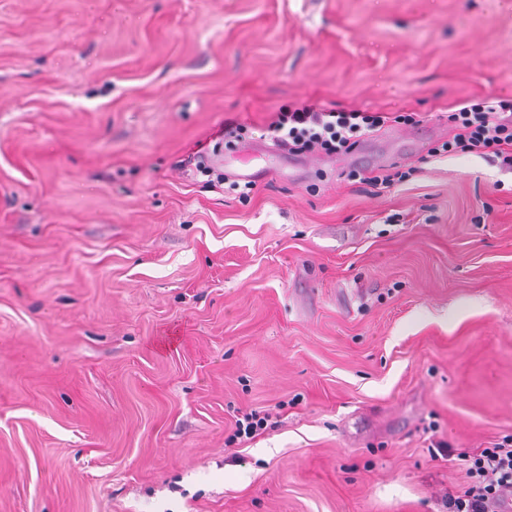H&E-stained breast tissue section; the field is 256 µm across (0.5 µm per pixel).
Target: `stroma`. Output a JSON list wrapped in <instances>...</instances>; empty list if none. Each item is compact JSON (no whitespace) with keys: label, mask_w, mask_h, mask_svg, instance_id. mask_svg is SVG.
Here are the masks:
<instances>
[{"label":"stroma","mask_w":512,"mask_h":512,"mask_svg":"<svg viewBox=\"0 0 512 512\" xmlns=\"http://www.w3.org/2000/svg\"><path fill=\"white\" fill-rule=\"evenodd\" d=\"M484 97L512 0H0V512H448L512 438V173L432 153ZM305 101L419 121L197 173ZM243 419L237 418L235 422V433L236 437L249 438L253 436L257 431L264 429L265 423L267 424L269 414H265L263 417H260V412L252 411L250 413L243 414Z\"/></svg>","instance_id":"1"}]
</instances>
